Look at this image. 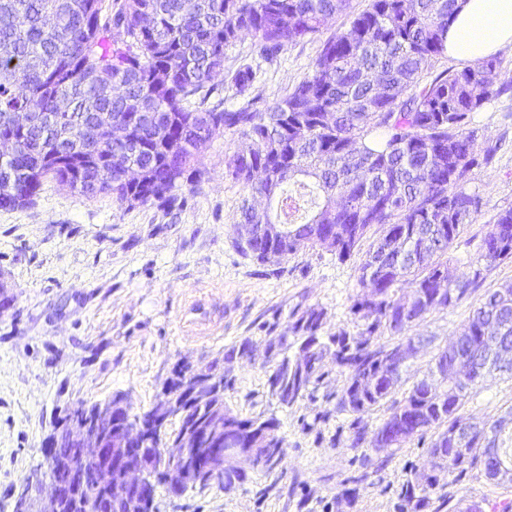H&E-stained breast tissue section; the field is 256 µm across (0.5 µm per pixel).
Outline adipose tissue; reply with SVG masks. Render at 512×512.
Returning a JSON list of instances; mask_svg holds the SVG:
<instances>
[{
	"label": "adipose tissue",
	"mask_w": 512,
	"mask_h": 512,
	"mask_svg": "<svg viewBox=\"0 0 512 512\" xmlns=\"http://www.w3.org/2000/svg\"><path fill=\"white\" fill-rule=\"evenodd\" d=\"M448 28V54L475 62L512 45V0H458Z\"/></svg>",
	"instance_id": "obj_1"
}]
</instances>
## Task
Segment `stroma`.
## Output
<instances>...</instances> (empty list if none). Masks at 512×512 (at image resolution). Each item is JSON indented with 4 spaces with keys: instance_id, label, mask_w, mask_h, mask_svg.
I'll list each match as a JSON object with an SVG mask.
<instances>
[{
    "instance_id": "obj_1",
    "label": "stroma",
    "mask_w": 512,
    "mask_h": 512,
    "mask_svg": "<svg viewBox=\"0 0 512 512\" xmlns=\"http://www.w3.org/2000/svg\"><path fill=\"white\" fill-rule=\"evenodd\" d=\"M346 25V16H336L262 63L256 91L263 106L308 76L324 42ZM474 126L478 147L498 151L469 174L467 187L479 193L482 208L453 248L462 269L476 258L485 224L512 207V91L479 112ZM241 144L230 131L215 137L208 181L198 190L183 185L182 202L170 211L87 197L50 178L34 205L0 209V282L12 299L0 313V512H14L65 409L120 393L133 411L145 410L179 363L223 369L233 381L225 405L242 417L278 418L285 457L273 470L249 471L229 493L212 485L176 496L158 487L156 512H398L403 485L427 460L425 444L352 447L353 416L334 410L346 375L333 363L323 367L314 397L288 408L267 384V334L285 331L294 308L322 307L325 333L354 331L349 297L366 253L340 262L314 248L274 270L244 257L234 245L244 191L224 173L225 158ZM480 298L472 293L412 324L409 335L426 345L404 369L403 388L427 373ZM246 338L252 355L225 361V351ZM511 410L512 379L493 372L474 386L461 413L491 421ZM484 501L512 502V485L494 484L473 467L449 475L423 512Z\"/></svg>"
}]
</instances>
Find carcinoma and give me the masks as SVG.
<instances>
[{"label": "carcinoma", "mask_w": 512, "mask_h": 512, "mask_svg": "<svg viewBox=\"0 0 512 512\" xmlns=\"http://www.w3.org/2000/svg\"><path fill=\"white\" fill-rule=\"evenodd\" d=\"M457 0H0V141L13 152L0 164V208L34 204L44 178L88 197L118 203L181 204L182 183L208 179L204 162L214 137L232 131L242 148L225 161L226 174L245 197L239 224H279L271 240L237 235L235 245L263 266L306 249L321 248L345 262L368 248L358 291L349 307L356 332L323 335L317 307L290 315L289 335L267 338L272 363L267 382L288 386L289 407L310 394L326 360L348 373L336 412L355 415L352 447L427 446L428 477L413 473L401 493L400 512H420L441 477L479 466L484 473L512 463V435L498 431V454L485 452L484 426L459 414L485 373L512 377V283L484 292L455 338L432 367L445 372L432 390L426 378L401 399L402 370L386 367L414 323L446 310L477 290L484 271L512 261V208L500 211L480 237L469 270L453 265L449 250L481 211L482 198L466 188L469 173L489 164L497 147L478 154L473 114L512 88L493 55L462 69H440L448 57V27ZM350 15L330 38L311 73L274 106L252 95L258 67L245 60L220 85L225 51L244 35L255 56L271 62L290 44L316 35L329 19ZM252 95L247 106L208 105L220 91ZM264 197L273 208L258 209ZM407 282L417 301L394 299ZM469 366L465 377L457 365ZM203 374L178 364L163 391L185 411L182 425H204L212 400L230 381L219 377L190 397ZM387 405V416L368 433L360 415ZM244 446H254L258 469L275 465L272 444L284 442L271 416L235 417ZM154 486H163L167 460L154 447ZM53 474L71 512H127L95 486L98 460H83L73 445L52 456Z\"/></svg>", "instance_id": "cac0c4a2"}]
</instances>
